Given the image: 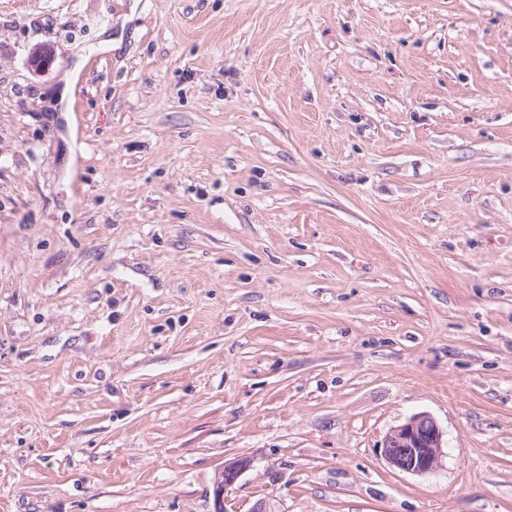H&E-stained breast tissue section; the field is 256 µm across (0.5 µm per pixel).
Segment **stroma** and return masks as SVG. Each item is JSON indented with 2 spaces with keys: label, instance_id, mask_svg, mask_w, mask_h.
I'll use <instances>...</instances> for the list:
<instances>
[{
  "label": "stroma",
  "instance_id": "35a3bbf8",
  "mask_svg": "<svg viewBox=\"0 0 512 512\" xmlns=\"http://www.w3.org/2000/svg\"><path fill=\"white\" fill-rule=\"evenodd\" d=\"M240 456L227 512H512V0H0V512ZM446 445L437 421L428 413H417L386 433L381 453L394 469L422 475L435 470Z\"/></svg>",
  "mask_w": 512,
  "mask_h": 512
}]
</instances>
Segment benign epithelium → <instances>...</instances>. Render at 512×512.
Listing matches in <instances>:
<instances>
[{
	"mask_svg": "<svg viewBox=\"0 0 512 512\" xmlns=\"http://www.w3.org/2000/svg\"><path fill=\"white\" fill-rule=\"evenodd\" d=\"M444 432L428 413H417L392 427L384 436L381 453L391 467L413 475L431 473L445 455ZM250 467L252 459L241 457L224 465L216 480L217 512H224V492Z\"/></svg>",
	"mask_w": 512,
	"mask_h": 512,
	"instance_id": "1",
	"label": "benign epithelium"
}]
</instances>
